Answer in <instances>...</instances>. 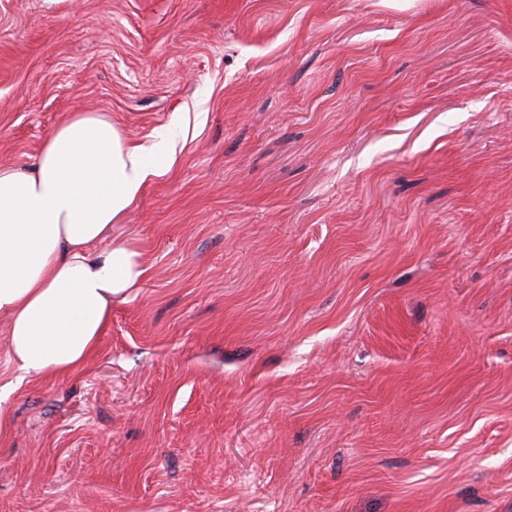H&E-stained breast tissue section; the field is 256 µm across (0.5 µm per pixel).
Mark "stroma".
<instances>
[{
    "label": "stroma",
    "mask_w": 512,
    "mask_h": 512,
    "mask_svg": "<svg viewBox=\"0 0 512 512\" xmlns=\"http://www.w3.org/2000/svg\"><path fill=\"white\" fill-rule=\"evenodd\" d=\"M72 112L184 148L0 512H512V0H0V167Z\"/></svg>",
    "instance_id": "1"
}]
</instances>
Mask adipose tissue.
<instances>
[{"instance_id":"ef3b65f1","label":"adipose tissue","mask_w":512,"mask_h":512,"mask_svg":"<svg viewBox=\"0 0 512 512\" xmlns=\"http://www.w3.org/2000/svg\"><path fill=\"white\" fill-rule=\"evenodd\" d=\"M180 147L134 142L112 122L73 112L48 135L32 170L0 167V315L17 381L84 366L146 269L132 246L97 245Z\"/></svg>"}]
</instances>
